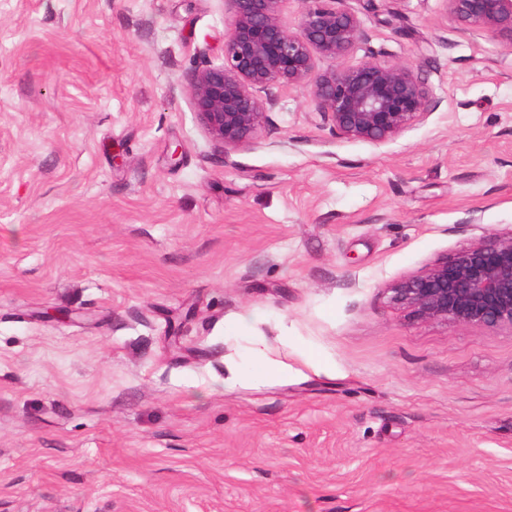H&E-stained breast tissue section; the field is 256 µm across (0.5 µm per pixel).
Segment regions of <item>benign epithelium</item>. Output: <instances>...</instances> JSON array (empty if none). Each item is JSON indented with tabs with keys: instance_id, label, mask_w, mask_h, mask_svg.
Wrapping results in <instances>:
<instances>
[{
	"instance_id": "benign-epithelium-1",
	"label": "benign epithelium",
	"mask_w": 512,
	"mask_h": 512,
	"mask_svg": "<svg viewBox=\"0 0 512 512\" xmlns=\"http://www.w3.org/2000/svg\"><path fill=\"white\" fill-rule=\"evenodd\" d=\"M342 0H301L294 21L288 0H224L230 28L224 63L199 70L191 84L196 114L224 149L270 131L273 90L302 89L321 125L336 137L389 143L422 121L429 92L410 64L346 60L365 39L361 18ZM470 34L512 51V0H442ZM336 60L324 73L316 59ZM412 316L460 326L512 329V231L489 233L386 287Z\"/></svg>"
}]
</instances>
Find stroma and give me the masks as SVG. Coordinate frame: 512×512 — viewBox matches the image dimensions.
<instances>
[{"label":"stroma","mask_w":512,"mask_h":512,"mask_svg":"<svg viewBox=\"0 0 512 512\" xmlns=\"http://www.w3.org/2000/svg\"><path fill=\"white\" fill-rule=\"evenodd\" d=\"M344 5L428 118L375 146L280 90L227 151L223 0H0V512H512V329L386 292L512 230V51Z\"/></svg>","instance_id":"1"}]
</instances>
